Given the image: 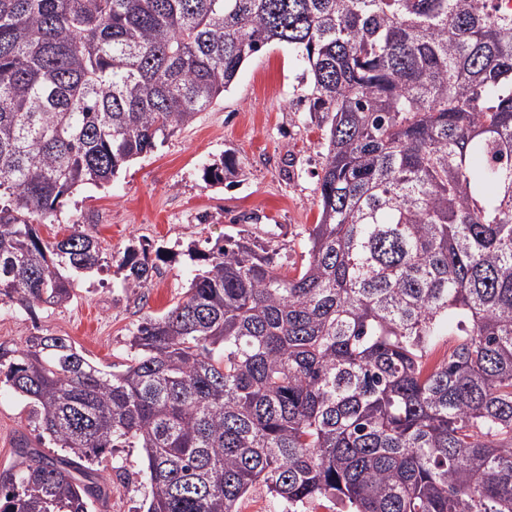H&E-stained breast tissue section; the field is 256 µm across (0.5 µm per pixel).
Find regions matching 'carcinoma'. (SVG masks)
I'll return each mask as SVG.
<instances>
[{
    "mask_svg": "<svg viewBox=\"0 0 512 512\" xmlns=\"http://www.w3.org/2000/svg\"><path fill=\"white\" fill-rule=\"evenodd\" d=\"M500 0H0V297L33 312L100 269L38 227L230 91L271 43L306 63L324 131L306 258L238 232L146 316L117 370L66 336L0 343V384L61 458L24 446L0 512H92L89 463L140 448L146 512H512V11ZM224 161L205 179L224 183ZM145 288L146 248H125ZM447 336L453 346L431 355ZM283 506L279 505L263 490H257L245 497L239 504L240 512H274L282 511Z\"/></svg>",
    "mask_w": 512,
    "mask_h": 512,
    "instance_id": "obj_1",
    "label": "carcinoma"
}]
</instances>
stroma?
Masks as SVG:
<instances>
[{
  "mask_svg": "<svg viewBox=\"0 0 512 512\" xmlns=\"http://www.w3.org/2000/svg\"><path fill=\"white\" fill-rule=\"evenodd\" d=\"M304 70L287 46L267 45L191 124L127 163L110 184L66 197L41 225V236L59 239L80 225L98 240L107 264L78 276L66 306L30 314L0 305V342L20 346L40 330L69 337L99 367L121 363L142 319L166 312L182 297L198 267L188 247H205L241 229L282 272L294 274L318 216L322 151L320 129L296 105ZM223 158L235 161L234 176L208 183L205 168ZM132 241L148 244L157 266L151 283L137 290L125 287L120 265ZM23 439L43 455L62 454L41 436L26 400L1 387L0 473L17 464ZM96 470L112 486L106 512H145L150 486L141 449H114Z\"/></svg>",
  "mask_w": 512,
  "mask_h": 512,
  "instance_id": "1",
  "label": "stroma"
}]
</instances>
